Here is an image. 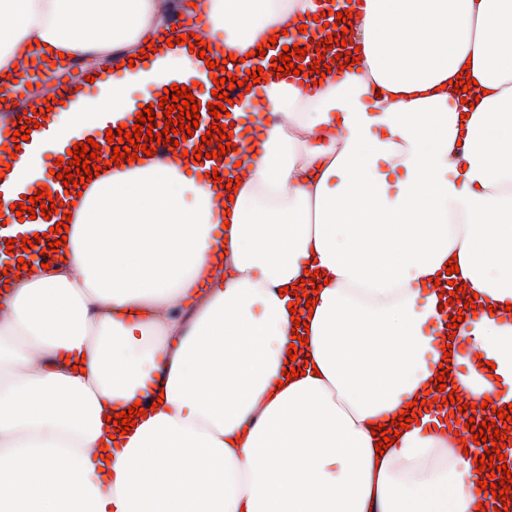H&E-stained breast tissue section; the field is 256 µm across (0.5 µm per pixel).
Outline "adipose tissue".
<instances>
[{
  "label": "adipose tissue",
  "instance_id": "1",
  "mask_svg": "<svg viewBox=\"0 0 512 512\" xmlns=\"http://www.w3.org/2000/svg\"><path fill=\"white\" fill-rule=\"evenodd\" d=\"M177 2L0 0V88L37 40L100 71L97 96L54 105L60 136L93 102L134 111L172 72L202 76L166 42ZM329 7L202 3L242 57ZM354 36L359 67L314 95L264 85L274 120L237 193L178 154L107 169L63 261L0 295V512H477L479 451L448 409L417 410L381 455L371 431L438 386L428 280L452 259L486 307L456 327L479 356L453 359L463 395L512 404V0H364ZM465 68L472 107L449 85ZM311 265L316 305L289 311ZM295 315L318 372L286 382ZM138 401L143 421L110 439Z\"/></svg>",
  "mask_w": 512,
  "mask_h": 512
}]
</instances>
